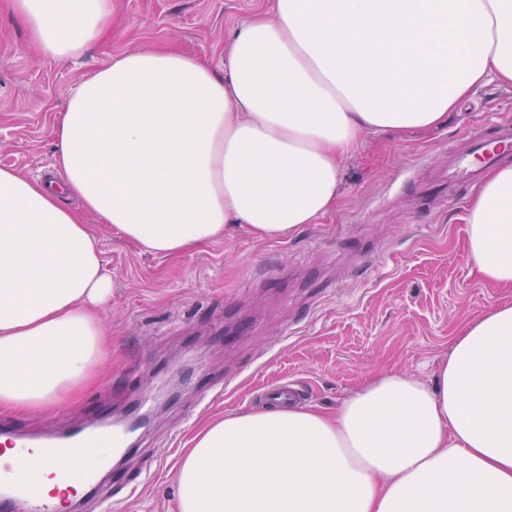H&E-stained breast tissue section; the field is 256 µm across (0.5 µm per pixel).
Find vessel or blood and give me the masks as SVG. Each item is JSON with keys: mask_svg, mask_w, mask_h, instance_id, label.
Returning a JSON list of instances; mask_svg holds the SVG:
<instances>
[{"mask_svg": "<svg viewBox=\"0 0 512 512\" xmlns=\"http://www.w3.org/2000/svg\"><path fill=\"white\" fill-rule=\"evenodd\" d=\"M448 157L444 185L478 187L485 169L512 159V120L470 129L464 146L449 149ZM300 392L296 382L280 379L268 383L264 395L270 405L281 407ZM138 430L135 423L111 424L105 413L98 427L77 426L62 435H32L17 427L1 430L6 444L0 448V512H60L61 506L72 507L94 495L105 473L116 490L103 503L104 512H111L123 493L137 489L123 471L113 469L112 459L132 452ZM61 457L65 465L49 472V463Z\"/></svg>", "mask_w": 512, "mask_h": 512, "instance_id": "1", "label": "vessel or blood"}]
</instances>
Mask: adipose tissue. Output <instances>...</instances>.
Returning <instances> with one entry per match:
<instances>
[{
    "mask_svg": "<svg viewBox=\"0 0 512 512\" xmlns=\"http://www.w3.org/2000/svg\"><path fill=\"white\" fill-rule=\"evenodd\" d=\"M13 7L63 62L103 36L112 0ZM226 68L117 56L55 119L61 190L0 167V412L60 405L112 357L96 315L112 271L84 214L168 257L235 223L290 238L336 205L362 132L427 133L477 86L512 85V0H273L236 32ZM466 247L486 282L512 287V166L471 201ZM178 508L512 512V303L461 328L433 384L389 372L332 416L208 422L184 453Z\"/></svg>",
    "mask_w": 512,
    "mask_h": 512,
    "instance_id": "adipose-tissue-1",
    "label": "adipose tissue"
}]
</instances>
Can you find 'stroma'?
Segmentation results:
<instances>
[{
  "label": "stroma",
  "instance_id": "1",
  "mask_svg": "<svg viewBox=\"0 0 512 512\" xmlns=\"http://www.w3.org/2000/svg\"><path fill=\"white\" fill-rule=\"evenodd\" d=\"M271 0H112L108 35L61 64L45 57L0 0V167L54 173L52 128L77 84L112 58L169 49L224 72L234 32ZM512 116V86L473 90L429 134L363 132L343 157L335 208L294 237L261 241L238 230L171 258L142 251L92 224L112 267V299L98 311L112 361L98 384L42 412H0L33 432L89 422L101 404L144 390L172 391L123 470L144 480L117 512H179L181 451L206 422L261 410L259 390L280 378L307 384L306 405L332 414L366 382L394 371L428 382L460 327L512 288L481 281L466 251L463 216L474 196L421 209L399 174L448 165V146L477 123ZM231 376L199 406L196 379Z\"/></svg>",
  "mask_w": 512,
  "mask_h": 512
}]
</instances>
